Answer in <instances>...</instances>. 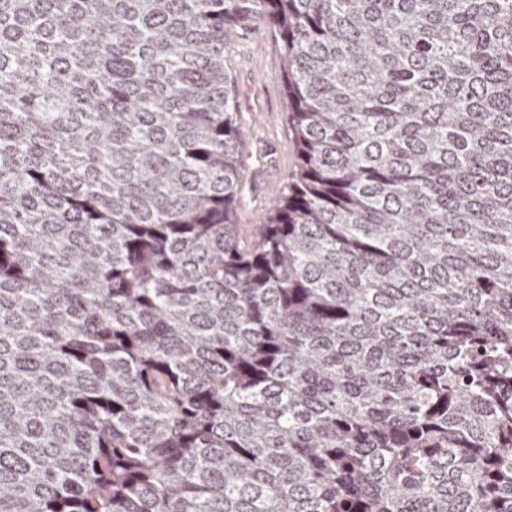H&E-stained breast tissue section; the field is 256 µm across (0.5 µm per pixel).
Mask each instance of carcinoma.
Segmentation results:
<instances>
[{
  "label": "carcinoma",
  "mask_w": 512,
  "mask_h": 512,
  "mask_svg": "<svg viewBox=\"0 0 512 512\" xmlns=\"http://www.w3.org/2000/svg\"><path fill=\"white\" fill-rule=\"evenodd\" d=\"M0 512H512V0H0ZM224 61L244 131L235 221L242 246L249 248L255 224H264L298 162L288 129L277 28L268 20L229 28Z\"/></svg>",
  "instance_id": "1"
}]
</instances>
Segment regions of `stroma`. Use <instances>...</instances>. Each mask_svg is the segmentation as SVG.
I'll return each instance as SVG.
<instances>
[{
	"instance_id": "obj_1",
	"label": "stroma",
	"mask_w": 512,
	"mask_h": 512,
	"mask_svg": "<svg viewBox=\"0 0 512 512\" xmlns=\"http://www.w3.org/2000/svg\"><path fill=\"white\" fill-rule=\"evenodd\" d=\"M224 61L231 75L237 118L244 131L239 155L243 179L235 221L243 247L264 223L298 159L288 129L279 35L270 21L229 28Z\"/></svg>"
}]
</instances>
